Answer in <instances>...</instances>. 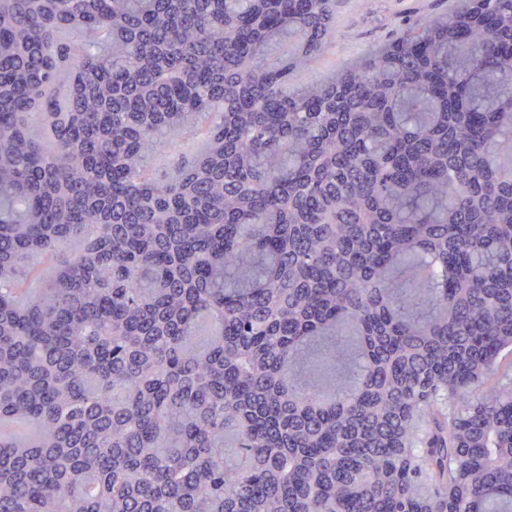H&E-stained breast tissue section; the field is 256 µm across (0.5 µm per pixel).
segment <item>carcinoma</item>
Returning a JSON list of instances; mask_svg holds the SVG:
<instances>
[{
    "instance_id": "obj_1",
    "label": "carcinoma",
    "mask_w": 512,
    "mask_h": 512,
    "mask_svg": "<svg viewBox=\"0 0 512 512\" xmlns=\"http://www.w3.org/2000/svg\"><path fill=\"white\" fill-rule=\"evenodd\" d=\"M335 16L0 0V512H512V0ZM336 28L328 45L297 75L299 83L321 79L334 69L360 60L389 40L407 19L440 14L446 0H338Z\"/></svg>"
}]
</instances>
